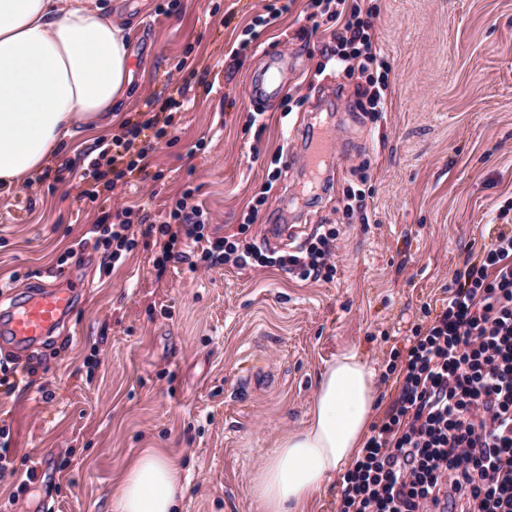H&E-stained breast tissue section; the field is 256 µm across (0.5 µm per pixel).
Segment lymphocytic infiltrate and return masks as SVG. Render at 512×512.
<instances>
[{
	"instance_id": "f902f5d3",
	"label": "lymphocytic infiltrate",
	"mask_w": 512,
	"mask_h": 512,
	"mask_svg": "<svg viewBox=\"0 0 512 512\" xmlns=\"http://www.w3.org/2000/svg\"><path fill=\"white\" fill-rule=\"evenodd\" d=\"M331 13L338 29L324 49L327 60L344 70L367 73L358 87L365 112L386 108L389 65L378 50L370 10L359 0H315ZM151 117L129 120L124 134L98 142L97 157L81 174V194L96 201L101 190L127 185L147 167V148L135 142L159 123L154 101ZM166 99L162 112L182 108ZM133 152L119 165L111 149ZM116 223L98 222L92 233L123 264L137 248L132 208ZM206 213L178 198L164 221L148 224L159 250L157 267L196 251L211 266L280 267L301 280L332 275L339 232L328 227L297 251L278 255L255 242L211 238ZM439 312L415 327L405 353H394L399 393L380 423L373 425L360 455L341 478L337 512H512V227L500 225L489 246L467 257Z\"/></svg>"
}]
</instances>
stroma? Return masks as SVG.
Returning a JSON list of instances; mask_svg holds the SVG:
<instances>
[{
	"mask_svg": "<svg viewBox=\"0 0 512 512\" xmlns=\"http://www.w3.org/2000/svg\"><path fill=\"white\" fill-rule=\"evenodd\" d=\"M275 3L112 0L130 30L127 97L111 122L79 124L42 173L0 193V324L33 293L76 291L63 323L0 370L10 443L0 512H110L125 465L147 448L182 468L178 512H259L254 478L279 440L306 426L327 364L348 352L367 362L379 422L398 394L391 351L407 349L494 225H512V0H366L391 65L377 116L357 105L364 75L323 55L335 21L292 0L254 26ZM248 34L253 52L236 61ZM270 53L292 63L288 90L259 105L249 78ZM183 62L195 71L187 109L164 137H140L153 147L150 175L82 199L90 148L121 134L146 100L174 95L169 74ZM255 111L260 124L246 127ZM325 123L336 149L316 180L305 157ZM63 165L70 174L55 180ZM361 166L372 194L366 215L349 217ZM187 190L211 236L242 232L281 254L335 225L333 280L185 261L160 269L151 237L112 267L92 225L123 204L160 219ZM254 204L256 223L241 229Z\"/></svg>",
	"mask_w": 512,
	"mask_h": 512,
	"instance_id": "35a3bbf8",
	"label": "stroma"
}]
</instances>
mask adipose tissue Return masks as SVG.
Segmentation results:
<instances>
[{
  "label": "adipose tissue",
  "mask_w": 512,
  "mask_h": 512,
  "mask_svg": "<svg viewBox=\"0 0 512 512\" xmlns=\"http://www.w3.org/2000/svg\"><path fill=\"white\" fill-rule=\"evenodd\" d=\"M124 29L99 0H0V191L40 173L75 133L128 92ZM375 373L357 354L320 376L311 418L282 438L256 475L261 512H303L364 446ZM186 485L178 462L148 449L126 468L112 512H175Z\"/></svg>",
  "instance_id": "adipose-tissue-1"
}]
</instances>
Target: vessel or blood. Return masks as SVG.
<instances>
[{"label":"vessel or blood","instance_id":"vessel-or-blood-1","mask_svg":"<svg viewBox=\"0 0 512 512\" xmlns=\"http://www.w3.org/2000/svg\"><path fill=\"white\" fill-rule=\"evenodd\" d=\"M288 59L270 56L265 69L254 75L248 86L251 100L264 101L279 96L285 88ZM333 134L325 130L314 140L307 157L310 169H318L332 149ZM74 299L70 288H51L37 293L14 311L5 327L7 347L21 353L43 339L62 319Z\"/></svg>","mask_w":512,"mask_h":512}]
</instances>
